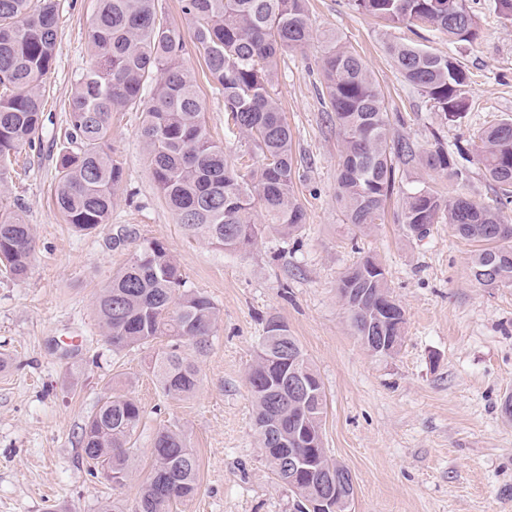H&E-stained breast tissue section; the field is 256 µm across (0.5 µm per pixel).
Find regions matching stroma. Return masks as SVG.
Instances as JSON below:
<instances>
[{"instance_id":"stroma-1","label":"stroma","mask_w":512,"mask_h":512,"mask_svg":"<svg viewBox=\"0 0 512 512\" xmlns=\"http://www.w3.org/2000/svg\"><path fill=\"white\" fill-rule=\"evenodd\" d=\"M57 57L42 97L47 135L65 123V104L92 56L88 48L96 0H62ZM478 36L449 43L423 26L386 28L356 12L350 0H308L311 45L284 51L276 88L292 137L295 190L306 221L286 238L266 230L249 252L186 237L162 201L143 162L142 115L124 112L112 124L114 159L123 181L111 224L81 235L53 204L55 171L31 151L10 169L13 210L33 225L36 252L25 280L0 273V512H101L115 501L133 512L152 467L151 447L164 428L183 430L199 459L198 489L177 512H292L295 496L270 470L259 447L247 371L267 318L288 326L327 397L324 446L354 482V512H512V418L501 404L512 395V287L480 286L471 273L474 246L447 223L412 236L402 224L400 196L388 201L372 232L349 224L336 202L341 142L320 94L319 60L337 35L365 61L394 136L420 150L440 129L448 144L472 129L512 117V20L494 0H470ZM394 40L453 54L471 75L472 105L443 122L420 91L406 84L384 47ZM206 121L230 158L253 164L252 145L232 131L224 96L202 58L187 49ZM467 178L400 166L406 186H429L489 203L496 188L469 151ZM168 246L189 289L220 311L207 350L194 361L200 383L188 397L162 394L148 370L169 338L112 351L100 334L93 301L126 266L143 240ZM371 255L383 265L406 313V333L390 356L370 353L350 327L337 293L341 274ZM120 390L144 410L124 487L113 488L82 457L78 439L99 401Z\"/></svg>"}]
</instances>
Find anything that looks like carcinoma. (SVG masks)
<instances>
[{
  "label": "carcinoma",
  "mask_w": 512,
  "mask_h": 512,
  "mask_svg": "<svg viewBox=\"0 0 512 512\" xmlns=\"http://www.w3.org/2000/svg\"><path fill=\"white\" fill-rule=\"evenodd\" d=\"M308 0H181L189 20L184 30L159 9L158 0H97L89 31L92 64L77 78L67 104L64 128L55 135V206L65 223L90 234L111 223L112 205L123 179L112 159V118L140 112L144 163L160 197L186 235L226 251L246 252L271 224L285 236L296 234L305 213L295 192L291 134L275 89L278 56L311 41ZM352 8L387 27L429 26L457 42L476 37L469 0H351ZM60 0H0V196L10 192L6 162L41 144L45 116L42 92L56 63ZM203 58L224 94V111L250 138L258 165L241 171L207 127L193 73L183 59L187 43ZM386 51L404 81L421 91L445 120L462 118L469 105L470 77L457 59L415 44L389 42ZM322 97L341 140L336 198L349 223L372 229L396 186L395 162L418 161L432 171L467 177L458 159L460 145L448 149L438 132L431 148L391 138L392 122L364 60L331 36L321 57ZM152 96L145 97L147 84ZM484 175L502 198H512V119L475 136ZM402 224L416 237L444 219L462 238L477 244L471 258L482 286H512V224L499 206L466 196H445L429 187L402 191ZM32 226L17 212L0 210V264L12 279H25L35 255ZM356 288L357 302L345 303L358 338L405 335L387 323L380 306L391 295L382 265L366 257L341 276L338 293ZM101 336L120 352L160 337L186 343L197 353L207 347L219 310L204 293L186 288L180 265L168 247L144 240L133 260L113 275L95 299ZM161 391L188 397L199 386L194 361L161 353L150 364ZM308 380L311 393L300 402L290 380ZM254 424L266 461L288 484V453L313 458L314 472L302 478L308 494L320 491L330 466L317 442L326 413L323 384L288 326L270 318L256 358L247 372ZM143 410L138 401L115 392L102 400L81 427L86 459L110 464L128 480ZM154 464L141 484L134 512H175L197 490L199 460L178 429H162L153 439Z\"/></svg>",
  "instance_id": "carcinoma-1"
}]
</instances>
